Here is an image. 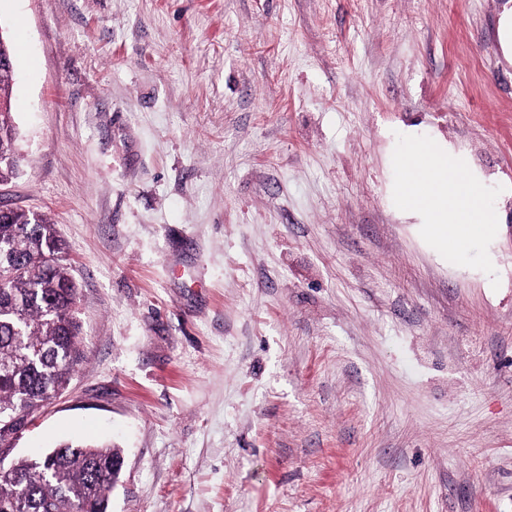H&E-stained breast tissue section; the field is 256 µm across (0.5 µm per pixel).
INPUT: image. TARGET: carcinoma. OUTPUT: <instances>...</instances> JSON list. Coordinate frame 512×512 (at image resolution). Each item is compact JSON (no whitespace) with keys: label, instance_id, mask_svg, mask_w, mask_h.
<instances>
[{"label":"carcinoma","instance_id":"cac0c4a2","mask_svg":"<svg viewBox=\"0 0 512 512\" xmlns=\"http://www.w3.org/2000/svg\"><path fill=\"white\" fill-rule=\"evenodd\" d=\"M14 66H0V181L21 158L12 121ZM78 287L62 263L55 225L23 210L0 215V449L54 393L65 389L84 359L75 315ZM123 466L105 442L69 441L39 459L17 456L0 470V512H108Z\"/></svg>","mask_w":512,"mask_h":512}]
</instances>
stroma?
<instances>
[{
  "label": "stroma",
  "instance_id": "35a3bbf8",
  "mask_svg": "<svg viewBox=\"0 0 512 512\" xmlns=\"http://www.w3.org/2000/svg\"><path fill=\"white\" fill-rule=\"evenodd\" d=\"M512 0H0L85 359L15 445L102 440L109 512H512L499 287L391 204L396 136L512 183Z\"/></svg>",
  "mask_w": 512,
  "mask_h": 512
}]
</instances>
